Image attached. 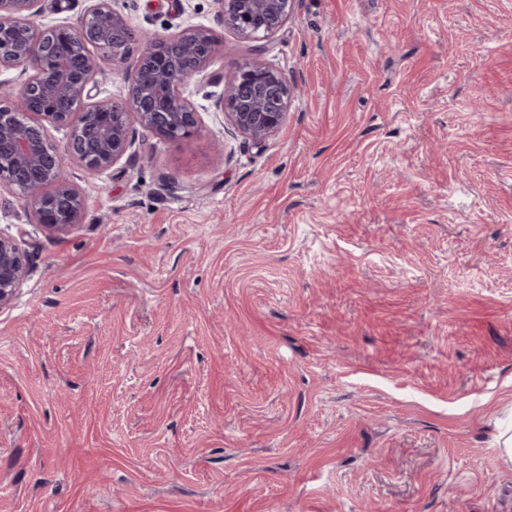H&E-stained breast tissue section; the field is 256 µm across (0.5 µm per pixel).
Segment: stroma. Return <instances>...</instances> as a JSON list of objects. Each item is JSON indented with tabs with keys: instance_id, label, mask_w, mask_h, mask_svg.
<instances>
[{
	"instance_id": "35a3bbf8",
	"label": "stroma",
	"mask_w": 512,
	"mask_h": 512,
	"mask_svg": "<svg viewBox=\"0 0 512 512\" xmlns=\"http://www.w3.org/2000/svg\"><path fill=\"white\" fill-rule=\"evenodd\" d=\"M113 6L224 53L198 132L66 166L71 232L0 199V512H512V0H297L259 41ZM257 58L298 88L260 143L213 108ZM27 275V261L15 240L0 233V309L11 303Z\"/></svg>"
}]
</instances>
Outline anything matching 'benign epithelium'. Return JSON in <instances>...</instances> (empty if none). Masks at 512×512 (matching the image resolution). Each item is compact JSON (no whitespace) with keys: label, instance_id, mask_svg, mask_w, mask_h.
<instances>
[{"label":"benign epithelium","instance_id":"7a95c632","mask_svg":"<svg viewBox=\"0 0 512 512\" xmlns=\"http://www.w3.org/2000/svg\"><path fill=\"white\" fill-rule=\"evenodd\" d=\"M37 0H0V71L23 79L8 106L0 105V192L30 204L38 222L56 233L83 223L86 203L64 175L73 160L91 171L111 168L131 147L130 120L179 142L199 126L184 87L224 54V41L206 27L146 37L126 100L98 99L105 61L124 60L136 37L112 0H92L77 23L41 26ZM295 0H217L224 27L248 40L267 38L290 17ZM293 90L286 75L262 60L246 63L224 82L214 110L236 129L262 142L283 124ZM71 129L67 153L49 141L47 125ZM27 275L15 240L0 233V309L11 303Z\"/></svg>","mask_w":512,"mask_h":512}]
</instances>
